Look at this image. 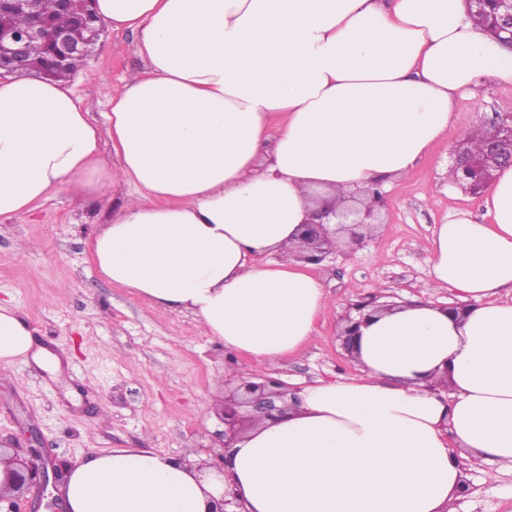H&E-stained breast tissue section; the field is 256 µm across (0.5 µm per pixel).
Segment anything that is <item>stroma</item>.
I'll return each mask as SVG.
<instances>
[{
	"mask_svg": "<svg viewBox=\"0 0 512 512\" xmlns=\"http://www.w3.org/2000/svg\"><path fill=\"white\" fill-rule=\"evenodd\" d=\"M143 67L135 34L106 29L67 83L101 126L123 78ZM509 118L512 86L491 84L458 97L445 139L386 188L372 237L310 266L331 303L311 343L268 370L226 350L191 312L153 305L98 274L89 242L126 198V185H105L83 199L61 186L34 211L0 223V300L13 302L35 331V349L50 355L0 366V436L36 431L55 459L74 465L112 448L205 455L222 444L224 422L209 407L224 394L226 370L268 375L294 390L357 373L340 332L360 287L377 289L387 304L414 296L467 306L455 289L430 287L432 239L455 213L478 224L489 217L483 196L449 189L445 172L472 123L491 128ZM462 467L465 489L454 512H512L511 472L468 460Z\"/></svg>",
	"mask_w": 512,
	"mask_h": 512,
	"instance_id": "1",
	"label": "stroma"
}]
</instances>
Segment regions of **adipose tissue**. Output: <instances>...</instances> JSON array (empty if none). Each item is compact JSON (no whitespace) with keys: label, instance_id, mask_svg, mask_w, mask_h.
<instances>
[{"label":"adipose tissue","instance_id":"ef3b65f1","mask_svg":"<svg viewBox=\"0 0 512 512\" xmlns=\"http://www.w3.org/2000/svg\"><path fill=\"white\" fill-rule=\"evenodd\" d=\"M137 36L99 131L72 88L0 82V222L54 189L134 190L89 243L100 275L197 315L225 349L278 366L329 305L292 258L315 195L384 186L448 131L459 94L512 86V51L464 0H95ZM109 136L118 161L100 156ZM490 223L439 225L430 283L470 298L462 319L410 299L367 320L357 374L230 448L223 469L150 448L88 454L66 512H210L233 484L242 512H447L463 460L512 472V167ZM266 263H256L259 255ZM33 330L0 301V364Z\"/></svg>","mask_w":512,"mask_h":512}]
</instances>
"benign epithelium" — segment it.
Wrapping results in <instances>:
<instances>
[{
  "mask_svg": "<svg viewBox=\"0 0 512 512\" xmlns=\"http://www.w3.org/2000/svg\"><path fill=\"white\" fill-rule=\"evenodd\" d=\"M58 6L85 25L89 33L85 40L75 43L66 31L49 30L48 24L40 18L39 0H0V76L37 70L49 73L64 68L74 55L92 56L102 25L95 23L89 14L90 0H58ZM17 11H24L33 17L31 26L17 30L10 25L9 17ZM489 23L498 35V41L512 50V0H495V6L489 13ZM36 40L47 41L48 50L44 60L34 63L28 58L26 48ZM489 161L498 168L512 167V124L498 125L487 131L485 152L481 156L469 153L463 145L453 152L451 168L459 173L457 186L473 195L483 192L491 183L485 173ZM383 201L382 193L375 189L365 191L364 208L361 210L342 209L336 204L322 206L305 224L297 257L319 264L336 250V241L329 237L326 230V224L332 219L337 224L349 225L351 245L362 244L364 235L359 229L370 225V219ZM377 307V297L370 293L349 304L348 310L356 312L359 319L349 314L345 316V326L341 332L345 350L353 352V338L366 319L365 311ZM287 395L288 386L278 379L266 378L257 383L248 378H239V383L224 396L219 411L224 420V441L221 450L213 454V464L224 460L234 442L257 422L275 421L287 414L290 408ZM4 457L8 464L14 466L13 484L0 489V503L7 501L11 505L8 512H17L19 501L31 489L43 493L48 485L58 487L66 480V469L46 457L38 447L11 448L0 441V459Z\"/></svg>",
  "mask_w": 512,
  "mask_h": 512,
  "instance_id": "benign-epithelium-1",
  "label": "benign epithelium"
}]
</instances>
